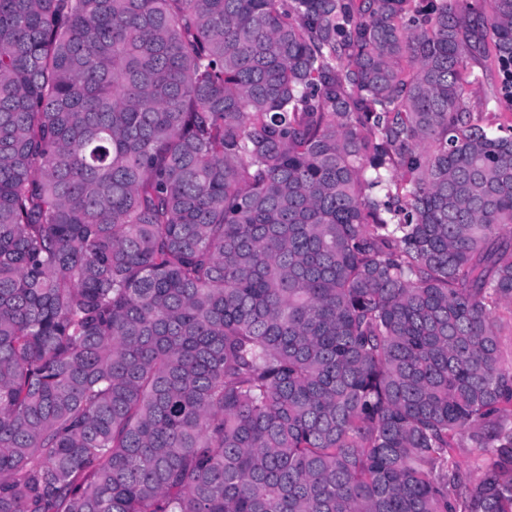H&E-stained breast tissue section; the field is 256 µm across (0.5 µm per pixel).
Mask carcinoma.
Segmentation results:
<instances>
[{
  "mask_svg": "<svg viewBox=\"0 0 512 512\" xmlns=\"http://www.w3.org/2000/svg\"><path fill=\"white\" fill-rule=\"evenodd\" d=\"M486 2L0 0V512H512ZM502 75L495 69L484 73L483 85L469 96V105L473 112H506L504 107L496 105L492 98L493 93L500 87Z\"/></svg>",
  "mask_w": 512,
  "mask_h": 512,
  "instance_id": "carcinoma-1",
  "label": "carcinoma"
}]
</instances>
